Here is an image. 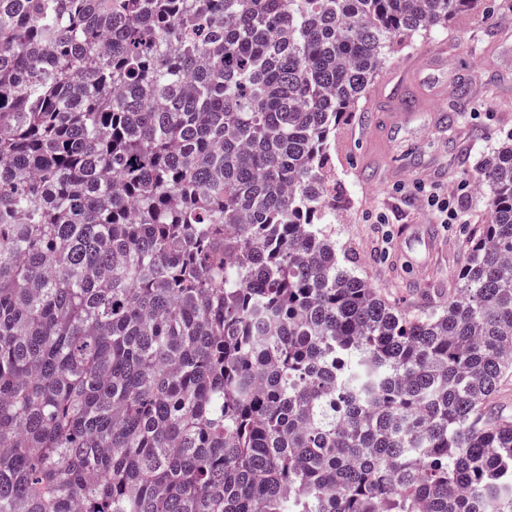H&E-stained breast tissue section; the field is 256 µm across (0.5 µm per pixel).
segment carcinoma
Masks as SVG:
<instances>
[{
    "mask_svg": "<svg viewBox=\"0 0 512 512\" xmlns=\"http://www.w3.org/2000/svg\"><path fill=\"white\" fill-rule=\"evenodd\" d=\"M482 0H0V512H512V135L417 317L336 130Z\"/></svg>",
    "mask_w": 512,
    "mask_h": 512,
    "instance_id": "obj_1",
    "label": "carcinoma"
}]
</instances>
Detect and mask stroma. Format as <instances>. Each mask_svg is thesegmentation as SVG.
Masks as SVG:
<instances>
[{"label":"stroma","instance_id":"1","mask_svg":"<svg viewBox=\"0 0 512 512\" xmlns=\"http://www.w3.org/2000/svg\"><path fill=\"white\" fill-rule=\"evenodd\" d=\"M495 16L463 12L447 29L415 38L395 52L355 112L336 132V210L339 258L408 312L436 307L466 261L464 243L488 215L486 194L467 190L466 224H442L417 189L435 179L456 191L473 168L512 134V0H492ZM448 65L430 82L424 58ZM471 99L455 131L436 125L459 83ZM417 102V120L384 128L379 115L404 97Z\"/></svg>","mask_w":512,"mask_h":512}]
</instances>
